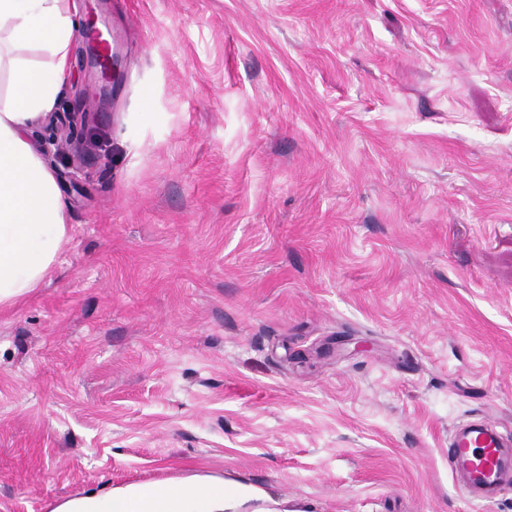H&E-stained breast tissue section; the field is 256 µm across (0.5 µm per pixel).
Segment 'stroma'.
<instances>
[{"instance_id":"1","label":"stroma","mask_w":512,"mask_h":512,"mask_svg":"<svg viewBox=\"0 0 512 512\" xmlns=\"http://www.w3.org/2000/svg\"><path fill=\"white\" fill-rule=\"evenodd\" d=\"M30 140L71 241L0 308V512L193 475L288 512L469 501L512 449V0H74ZM87 112L62 156L56 125ZM501 436L483 422L463 424L448 443V467L463 481L466 493L489 499L511 482L503 464Z\"/></svg>"}]
</instances>
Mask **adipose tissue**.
<instances>
[{"label":"adipose tissue","instance_id":"adipose-tissue-1","mask_svg":"<svg viewBox=\"0 0 512 512\" xmlns=\"http://www.w3.org/2000/svg\"><path fill=\"white\" fill-rule=\"evenodd\" d=\"M77 30L67 0H0V58L11 70L0 98V305L40 287L70 239L67 205L27 133L56 104ZM30 49L46 51L49 64L23 61ZM275 504L265 489L194 475L89 495L58 512H277Z\"/></svg>","mask_w":512,"mask_h":512}]
</instances>
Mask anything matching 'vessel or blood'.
I'll return each mask as SVG.
<instances>
[{
	"instance_id": "b4317fda",
	"label": "vessel or blood",
	"mask_w": 512,
	"mask_h": 512,
	"mask_svg": "<svg viewBox=\"0 0 512 512\" xmlns=\"http://www.w3.org/2000/svg\"><path fill=\"white\" fill-rule=\"evenodd\" d=\"M502 448L500 435L482 422L461 425L451 437L448 466L470 497L489 499L503 489L507 477Z\"/></svg>"
}]
</instances>
